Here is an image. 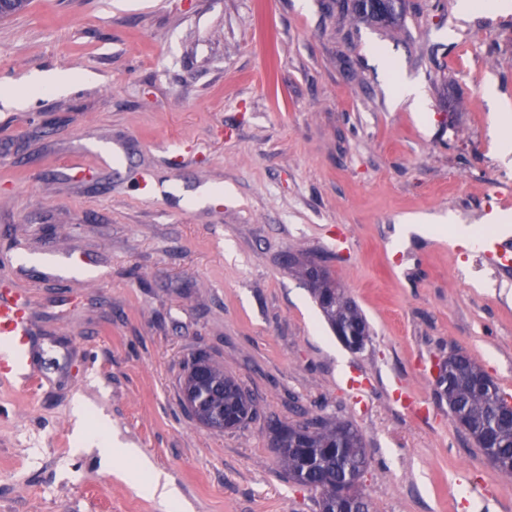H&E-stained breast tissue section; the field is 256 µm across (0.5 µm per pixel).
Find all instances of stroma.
<instances>
[{
  "instance_id": "stroma-1",
  "label": "stroma",
  "mask_w": 512,
  "mask_h": 512,
  "mask_svg": "<svg viewBox=\"0 0 512 512\" xmlns=\"http://www.w3.org/2000/svg\"><path fill=\"white\" fill-rule=\"evenodd\" d=\"M307 3L30 0L0 20V87L20 95L0 101V251L96 272L0 262V298L28 300L34 377L0 378V512H163L127 478L141 458L187 512H316L268 429L316 414L363 434L374 512H512V479L433 374L458 349L512 395V273L448 240L455 224L512 240L492 221L512 212L495 143L512 126L493 125L512 110V8L464 18L457 0H409L389 27L357 21L352 0ZM49 71L88 81L32 92ZM399 80L422 86L424 109L397 102ZM145 173L175 195L140 198ZM411 216L440 228L401 236ZM300 254L365 313L363 350L293 272ZM200 353L251 394L241 429L183 408ZM79 397L137 458L75 450Z\"/></svg>"
}]
</instances>
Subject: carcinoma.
Returning a JSON list of instances; mask_svg holds the SVG:
<instances>
[{
    "label": "carcinoma",
    "instance_id": "cac0c4a2",
    "mask_svg": "<svg viewBox=\"0 0 512 512\" xmlns=\"http://www.w3.org/2000/svg\"><path fill=\"white\" fill-rule=\"evenodd\" d=\"M355 9L365 22H393L406 12L405 0H355ZM325 318L332 328H340L339 339L353 351L362 350L369 341L370 325L358 306L328 277L311 285ZM204 364L212 384L224 386V403L212 399L211 388L199 386L193 391V406L198 420L204 415L218 416L237 410L238 416L224 425H212L218 432L240 428L256 414L251 395L231 375L199 355L191 369ZM442 397L454 422L463 428L492 465L512 477V422L504 416L508 402L498 384L471 356L453 352L443 362ZM296 438L288 444L298 448L279 456L288 479L317 494L318 512H372L362 480L369 468L365 440L352 424L328 416H316L288 426Z\"/></svg>",
    "mask_w": 512,
    "mask_h": 512
}]
</instances>
